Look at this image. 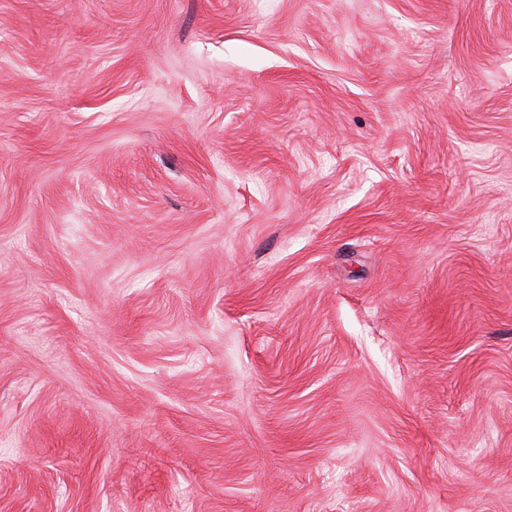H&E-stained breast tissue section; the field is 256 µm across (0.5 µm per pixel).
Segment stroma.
Returning <instances> with one entry per match:
<instances>
[{
	"instance_id": "1",
	"label": "stroma",
	"mask_w": 512,
	"mask_h": 512,
	"mask_svg": "<svg viewBox=\"0 0 512 512\" xmlns=\"http://www.w3.org/2000/svg\"><path fill=\"white\" fill-rule=\"evenodd\" d=\"M0 512H512V0H0Z\"/></svg>"
}]
</instances>
